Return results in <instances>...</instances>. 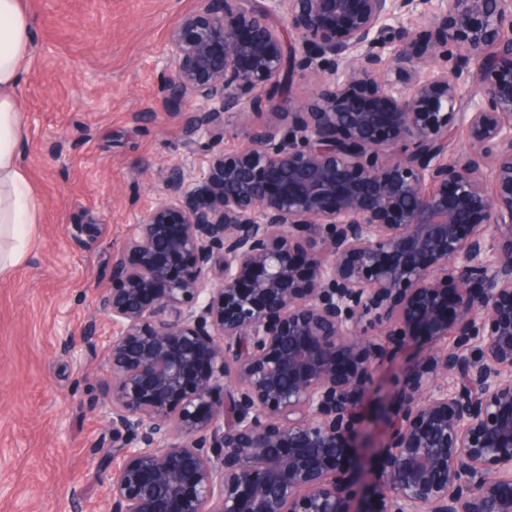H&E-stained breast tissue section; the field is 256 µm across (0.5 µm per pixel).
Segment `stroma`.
Listing matches in <instances>:
<instances>
[{
  "mask_svg": "<svg viewBox=\"0 0 512 512\" xmlns=\"http://www.w3.org/2000/svg\"><path fill=\"white\" fill-rule=\"evenodd\" d=\"M24 6L35 45L17 97L37 222L24 259L0 278V512H108L94 445L113 330L95 297L111 287L113 251L158 202L166 170L203 175L211 156L248 138L232 122L223 139L187 143L179 114L161 106L169 31L200 0ZM77 224L99 230L78 235Z\"/></svg>",
  "mask_w": 512,
  "mask_h": 512,
  "instance_id": "1",
  "label": "stroma"
}]
</instances>
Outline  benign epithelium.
<instances>
[{"mask_svg":"<svg viewBox=\"0 0 512 512\" xmlns=\"http://www.w3.org/2000/svg\"><path fill=\"white\" fill-rule=\"evenodd\" d=\"M201 2L162 106L248 144L169 168L96 295L110 512H512V0H439L431 32L429 0ZM289 61L311 89L281 112ZM450 329L351 508L375 375Z\"/></svg>","mask_w":512,"mask_h":512,"instance_id":"1","label":"benign epithelium"}]
</instances>
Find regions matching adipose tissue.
<instances>
[{
    "label": "adipose tissue",
    "mask_w": 512,
    "mask_h": 512,
    "mask_svg": "<svg viewBox=\"0 0 512 512\" xmlns=\"http://www.w3.org/2000/svg\"><path fill=\"white\" fill-rule=\"evenodd\" d=\"M33 50V21L21 0H0V276L24 258L36 202L22 164L24 121L17 90Z\"/></svg>",
    "instance_id": "obj_1"
}]
</instances>
